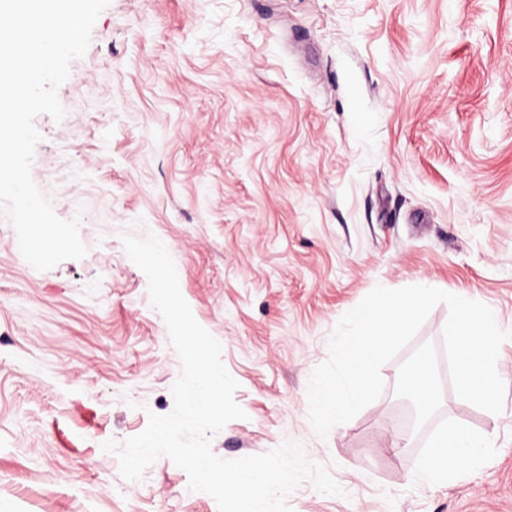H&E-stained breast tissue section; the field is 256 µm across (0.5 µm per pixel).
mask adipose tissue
Segmentation results:
<instances>
[{
  "label": "adipose tissue",
  "mask_w": 512,
  "mask_h": 512,
  "mask_svg": "<svg viewBox=\"0 0 512 512\" xmlns=\"http://www.w3.org/2000/svg\"><path fill=\"white\" fill-rule=\"evenodd\" d=\"M489 446L487 434L448 424L433 439L421 475L429 481H454L462 472L477 467Z\"/></svg>",
  "instance_id": "1"
}]
</instances>
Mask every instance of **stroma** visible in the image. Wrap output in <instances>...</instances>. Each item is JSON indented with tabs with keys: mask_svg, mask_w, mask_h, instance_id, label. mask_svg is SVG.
<instances>
[{
	"mask_svg": "<svg viewBox=\"0 0 512 512\" xmlns=\"http://www.w3.org/2000/svg\"><path fill=\"white\" fill-rule=\"evenodd\" d=\"M57 94L32 177L88 252L36 270L0 212V512H218L169 458L128 481L103 448L171 412L181 371L125 232L164 243L239 384L216 456L300 443L343 493L304 482L294 512H512V0H110ZM379 284L497 313L501 413L455 393L439 304L316 434L309 378ZM424 356L434 419L396 452ZM450 421L489 434L480 468L417 480Z\"/></svg>",
	"mask_w": 512,
	"mask_h": 512,
	"instance_id": "35a3bbf8",
	"label": "stroma"
}]
</instances>
